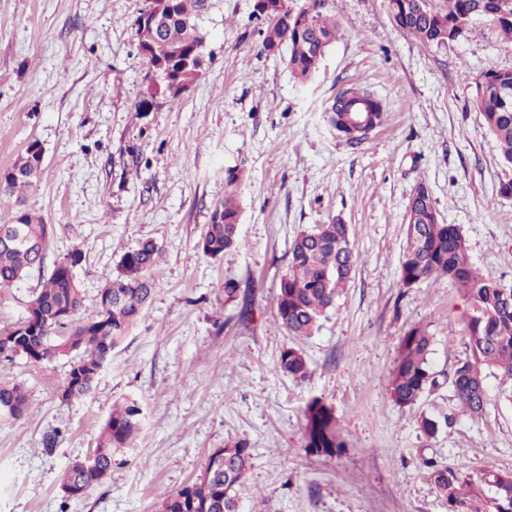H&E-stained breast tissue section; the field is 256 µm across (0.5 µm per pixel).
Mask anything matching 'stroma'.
Segmentation results:
<instances>
[{
    "label": "stroma",
    "mask_w": 512,
    "mask_h": 512,
    "mask_svg": "<svg viewBox=\"0 0 512 512\" xmlns=\"http://www.w3.org/2000/svg\"><path fill=\"white\" fill-rule=\"evenodd\" d=\"M145 5L0 0V170L40 143V186L27 206L53 228L42 271L0 291V328L26 317L43 272L72 249L82 252L84 320L96 317L128 247L151 239L163 250L149 307L88 395L59 399L69 357L0 358V377L22 383L30 404L22 419L0 420V512H153L237 443L252 463L239 512H452L424 459L512 473V405L499 376L486 380L481 418L421 434V413L448 406V377L470 354L465 303L444 279L400 285L406 208L422 183L480 274L512 286V198L500 194L512 167L471 104L474 76L512 69V44L479 21L427 47L393 26L387 0H327L336 38L304 84L282 54L261 52L254 0H205L198 79L177 97H154L134 29ZM353 88L388 109L358 145L330 124L334 99ZM232 167L243 175L239 245L213 259L197 242ZM333 219L348 224L358 260L319 331L290 335L274 302L291 243ZM229 280L239 291L228 301ZM414 326L434 340L439 386L400 408L387 384ZM289 347L305 357V377L280 372ZM127 397L143 408L135 450L115 454L111 476L85 497L64 500L61 470L92 452ZM315 398L333 409L345 443L332 457L304 450Z\"/></svg>",
    "instance_id": "stroma-1"
}]
</instances>
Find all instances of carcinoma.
<instances>
[{
  "label": "carcinoma",
  "mask_w": 512,
  "mask_h": 512,
  "mask_svg": "<svg viewBox=\"0 0 512 512\" xmlns=\"http://www.w3.org/2000/svg\"><path fill=\"white\" fill-rule=\"evenodd\" d=\"M203 6L204 0H148L136 18L138 43L157 71V80L150 82L152 93L175 97L198 78L204 58V37L198 23ZM387 9L396 28L425 46L455 41L481 20L495 25L512 42V0H446L443 8L432 0H387ZM323 10L324 0H306L298 9L291 7L289 0L254 3L253 15L264 24L260 30L263 51L287 49L288 68L302 83L316 76L327 47L336 37V21ZM158 12L166 23L163 31L153 33L143 26L141 16ZM473 83V108L495 138L502 162L512 167V69L483 72ZM332 112V125L353 145L374 123L385 119L382 100L368 92L339 96ZM42 164L43 149L33 141L11 167L0 171V196H14L18 203H24L25 194L38 187ZM240 181L237 170L224 172L223 195L216 200L210 224L198 240V247L211 258L223 256L237 243ZM15 227L44 246L52 234L51 225L23 208L0 224V289L11 287L44 263L39 253L5 241ZM161 254V247L152 240L125 251L117 274L106 279L98 293V319L83 322L79 314L84 295L73 274L82 253L70 251L42 278L28 302L27 316L0 330V355H23L35 362L72 355L74 361L60 387V397L68 401L87 395L112 350L145 310L153 289L150 271ZM356 258L346 224H314L296 235L275 301L276 315L290 334L307 337L318 330L321 318L346 288ZM400 270L402 287L410 288L430 277L445 278L466 304L463 320L471 356L458 362L450 376L452 404L424 412L419 418L421 432L434 437L458 416L476 418L484 412L487 372L493 370L502 381L512 383V288L478 272L461 229L437 218L429 190L422 183L407 205ZM432 347L433 337L420 327L410 329L401 339L399 362L388 383L394 405L412 407L438 386L429 364ZM279 368L293 378L307 374L305 358L293 348L281 353ZM29 409L23 386L0 380V419H19ZM142 419L137 400L113 404L94 451L60 474L59 487L66 499L84 497L110 476L113 455L135 448ZM304 436L308 454L332 456L344 447L332 410L317 398L305 408ZM250 459L244 444L217 449L199 477L162 497L156 512H238L237 490L245 481ZM426 467L453 512H512V473L488 471L476 481L461 468L439 467L432 462Z\"/></svg>",
  "instance_id": "cac0c4a2"
}]
</instances>
